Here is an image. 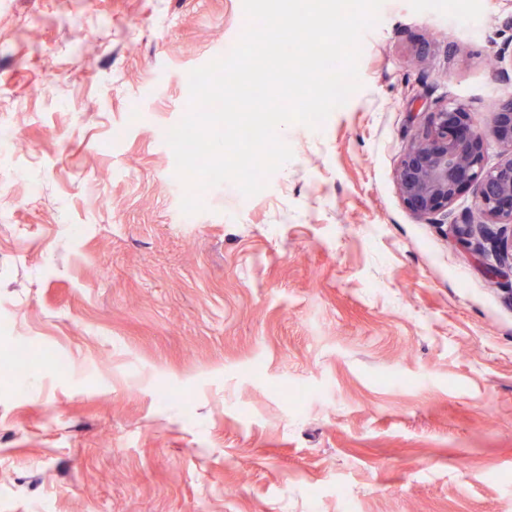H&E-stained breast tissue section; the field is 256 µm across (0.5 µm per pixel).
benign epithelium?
Instances as JSON below:
<instances>
[{"label": "benign epithelium", "mask_w": 512, "mask_h": 512, "mask_svg": "<svg viewBox=\"0 0 512 512\" xmlns=\"http://www.w3.org/2000/svg\"><path fill=\"white\" fill-rule=\"evenodd\" d=\"M479 129L470 109L448 102L429 113L425 125L408 143L396 169L395 181L403 204L419 219L444 217L452 239L482 255L476 236L490 237V225L512 226V96L497 104ZM502 148L503 157L486 167V135ZM474 187L473 211L458 219L452 204L466 187Z\"/></svg>", "instance_id": "1"}]
</instances>
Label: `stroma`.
Here are the masks:
<instances>
[{
    "label": "stroma",
    "mask_w": 512,
    "mask_h": 512,
    "mask_svg": "<svg viewBox=\"0 0 512 512\" xmlns=\"http://www.w3.org/2000/svg\"><path fill=\"white\" fill-rule=\"evenodd\" d=\"M242 15L0 0V512H512V276L395 183L512 93V0H383L360 88L188 215L165 132Z\"/></svg>",
    "instance_id": "obj_1"
}]
</instances>
